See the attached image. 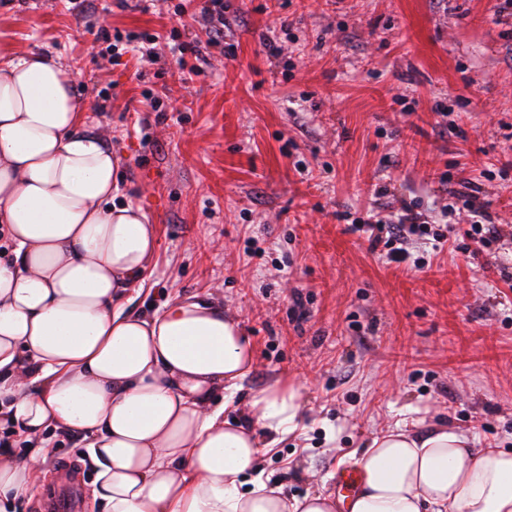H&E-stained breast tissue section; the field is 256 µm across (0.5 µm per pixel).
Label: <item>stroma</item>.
I'll use <instances>...</instances> for the list:
<instances>
[{"instance_id": "stroma-1", "label": "stroma", "mask_w": 512, "mask_h": 512, "mask_svg": "<svg viewBox=\"0 0 512 512\" xmlns=\"http://www.w3.org/2000/svg\"><path fill=\"white\" fill-rule=\"evenodd\" d=\"M181 3L101 0L89 21L205 40L198 4L181 16ZM224 19L206 75L185 83L165 45L155 62L128 53L112 65L68 0H0V43L60 57L87 102L85 131L104 134L157 226L128 311L200 296L240 320L256 364L228 415L275 383L299 389L297 433L261 458L288 494L334 493L350 454L398 423H446L476 447L512 448V7L224 0ZM147 91L167 111H148ZM466 181L502 229L492 252L477 251L450 196ZM378 201L431 224L459 208L430 269L386 267L348 232ZM254 246L264 258H249ZM54 442L48 480L19 512H43L68 466L80 480L75 512H93L80 440Z\"/></svg>"}]
</instances>
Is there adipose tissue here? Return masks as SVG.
<instances>
[{"label": "adipose tissue", "instance_id": "obj_1", "mask_svg": "<svg viewBox=\"0 0 512 512\" xmlns=\"http://www.w3.org/2000/svg\"><path fill=\"white\" fill-rule=\"evenodd\" d=\"M84 117L59 58L0 52V512L39 487L51 428L81 437L100 512H336L260 466L299 427L294 386L226 416L255 364L238 321L200 297L127 312L157 227ZM352 462L350 512H512V450L445 424L396 425Z\"/></svg>", "mask_w": 512, "mask_h": 512}]
</instances>
